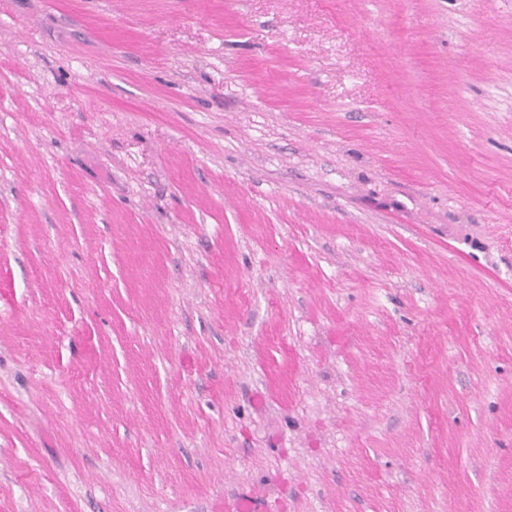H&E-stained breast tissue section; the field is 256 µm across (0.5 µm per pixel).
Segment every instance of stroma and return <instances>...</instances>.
<instances>
[{"instance_id": "obj_1", "label": "stroma", "mask_w": 512, "mask_h": 512, "mask_svg": "<svg viewBox=\"0 0 512 512\" xmlns=\"http://www.w3.org/2000/svg\"><path fill=\"white\" fill-rule=\"evenodd\" d=\"M512 512V0H0V512Z\"/></svg>"}]
</instances>
